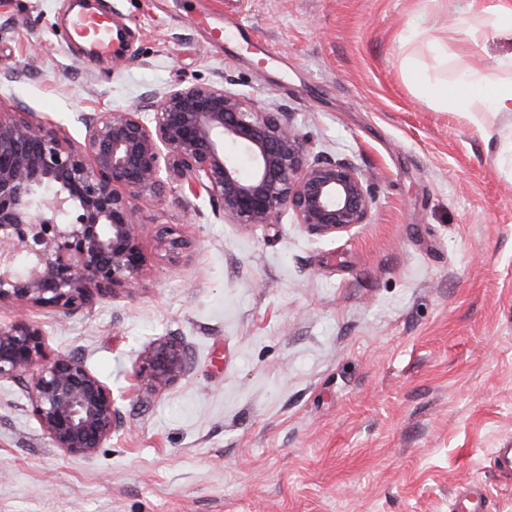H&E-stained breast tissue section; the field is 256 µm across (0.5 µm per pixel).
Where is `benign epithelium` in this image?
I'll return each instance as SVG.
<instances>
[{
    "mask_svg": "<svg viewBox=\"0 0 512 512\" xmlns=\"http://www.w3.org/2000/svg\"><path fill=\"white\" fill-rule=\"evenodd\" d=\"M224 84L178 82L151 112H98L73 142L33 112L0 111V308L55 316L133 293L150 265L137 201L203 189L229 224H273L285 211L325 237L370 222L375 187L349 158L317 149L273 101ZM252 173L240 175L233 151ZM170 251L190 247L171 227ZM189 367L177 341L152 344L134 375L151 394ZM24 381L31 413L51 444L93 457L122 427L112 389L85 361L50 349L39 323L0 325V381Z\"/></svg>",
    "mask_w": 512,
    "mask_h": 512,
    "instance_id": "obj_1",
    "label": "benign epithelium"
}]
</instances>
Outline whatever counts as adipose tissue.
Returning a JSON list of instances; mask_svg holds the SVG:
<instances>
[{
    "label": "adipose tissue",
    "mask_w": 512,
    "mask_h": 512,
    "mask_svg": "<svg viewBox=\"0 0 512 512\" xmlns=\"http://www.w3.org/2000/svg\"><path fill=\"white\" fill-rule=\"evenodd\" d=\"M416 87L434 104L458 112L470 111L472 103H480L490 113L512 112V81L493 82L480 73L470 74L464 81L448 84L440 76H429L417 67H410Z\"/></svg>",
    "instance_id": "adipose-tissue-1"
}]
</instances>
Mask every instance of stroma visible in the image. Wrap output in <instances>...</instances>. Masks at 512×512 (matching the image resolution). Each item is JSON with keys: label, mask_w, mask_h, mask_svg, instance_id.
<instances>
[{"label": "stroma", "mask_w": 512, "mask_h": 512, "mask_svg": "<svg viewBox=\"0 0 512 512\" xmlns=\"http://www.w3.org/2000/svg\"><path fill=\"white\" fill-rule=\"evenodd\" d=\"M98 2L123 33L103 64L68 41L71 0H0V107L80 141L82 115L229 76L355 159L376 202L330 239L286 213L225 223L204 193L141 200V290L27 313L111 387L124 425L93 458L65 455L1 383L0 512H466L472 485L476 512H512L494 463L512 448V113L478 130L407 67L506 81L512 36L470 23L473 0ZM162 224L190 248H161ZM169 338L189 371L134 393L137 359Z\"/></svg>", "instance_id": "stroma-1"}]
</instances>
